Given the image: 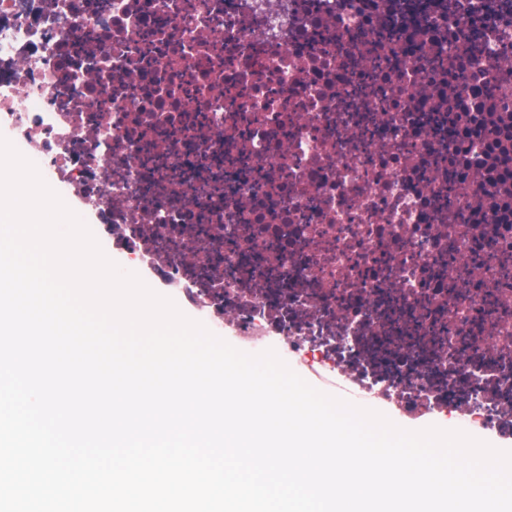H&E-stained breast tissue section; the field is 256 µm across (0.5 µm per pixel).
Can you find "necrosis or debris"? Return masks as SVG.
<instances>
[{"label":"necrosis or debris","instance_id":"obj_1","mask_svg":"<svg viewBox=\"0 0 512 512\" xmlns=\"http://www.w3.org/2000/svg\"><path fill=\"white\" fill-rule=\"evenodd\" d=\"M0 110L245 347L512 435V0H0Z\"/></svg>","mask_w":512,"mask_h":512}]
</instances>
